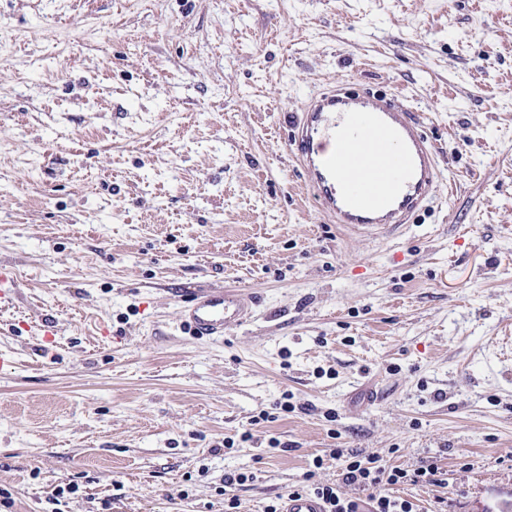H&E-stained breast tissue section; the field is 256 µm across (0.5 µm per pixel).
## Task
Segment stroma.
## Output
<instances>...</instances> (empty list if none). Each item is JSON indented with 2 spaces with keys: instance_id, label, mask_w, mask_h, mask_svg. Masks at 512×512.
I'll use <instances>...</instances> for the list:
<instances>
[{
  "instance_id": "1",
  "label": "stroma",
  "mask_w": 512,
  "mask_h": 512,
  "mask_svg": "<svg viewBox=\"0 0 512 512\" xmlns=\"http://www.w3.org/2000/svg\"><path fill=\"white\" fill-rule=\"evenodd\" d=\"M333 82L440 152L393 235L327 222L290 155ZM1 264L0 512H224L231 472L235 512L355 496L337 448L436 462L382 488L416 512H506L512 0H0ZM227 285L252 318L195 339L178 296ZM422 464L413 470L412 474H408L407 470L403 469H391L387 475V483L391 485H395L399 482H404L405 480H409L413 483L425 482L431 483L434 481V476H436L438 472V467L434 462H421ZM313 494L290 492L283 497L280 509L275 505H269L267 512H351L353 500L339 495L336 485L325 484L316 486ZM317 495V496H316ZM320 498H319V497ZM325 501H323V500ZM328 511H327V507Z\"/></svg>"
}]
</instances>
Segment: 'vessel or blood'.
Wrapping results in <instances>:
<instances>
[{"instance_id":"vessel-or-blood-1","label":"vessel or blood","mask_w":512,"mask_h":512,"mask_svg":"<svg viewBox=\"0 0 512 512\" xmlns=\"http://www.w3.org/2000/svg\"><path fill=\"white\" fill-rule=\"evenodd\" d=\"M292 156L319 209L347 232H391L413 223L436 196V150L411 106L343 85L312 92L286 123ZM256 298L237 286L197 289L177 303L192 336L214 340L243 325ZM279 512H327L307 493L283 497Z\"/></svg>"}]
</instances>
